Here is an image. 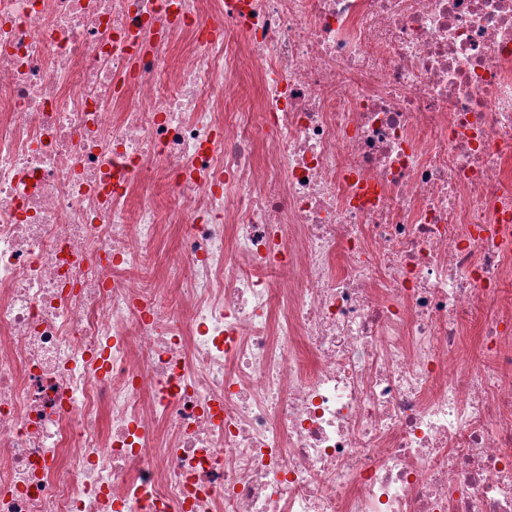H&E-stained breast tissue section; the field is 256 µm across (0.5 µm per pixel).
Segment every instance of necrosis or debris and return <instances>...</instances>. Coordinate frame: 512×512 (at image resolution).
<instances>
[{
	"label": "necrosis or debris",
	"instance_id": "1",
	"mask_svg": "<svg viewBox=\"0 0 512 512\" xmlns=\"http://www.w3.org/2000/svg\"><path fill=\"white\" fill-rule=\"evenodd\" d=\"M0 512H512V0H0ZM238 93L237 95L228 100L229 107L232 108L240 101L257 100L261 97V91L257 83L252 79L250 74V65L247 60L244 61L241 70L237 76ZM180 228L177 224H162L161 235L154 252V267L157 275L163 279L169 272L177 253Z\"/></svg>",
	"mask_w": 512,
	"mask_h": 512
}]
</instances>
